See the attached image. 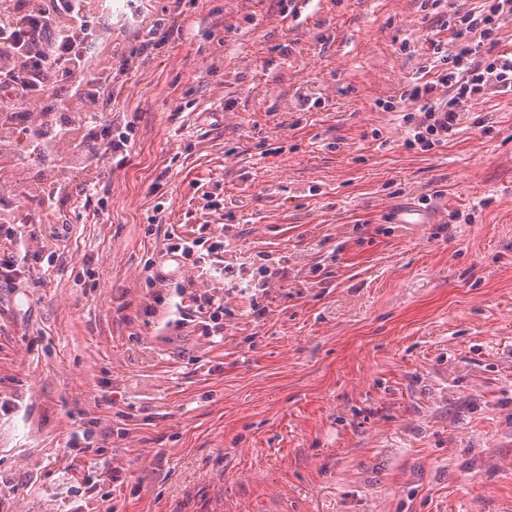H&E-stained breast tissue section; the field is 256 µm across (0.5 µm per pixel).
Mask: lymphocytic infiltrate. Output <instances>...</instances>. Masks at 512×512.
<instances>
[{
  "instance_id": "1",
  "label": "lymphocytic infiltrate",
  "mask_w": 512,
  "mask_h": 512,
  "mask_svg": "<svg viewBox=\"0 0 512 512\" xmlns=\"http://www.w3.org/2000/svg\"><path fill=\"white\" fill-rule=\"evenodd\" d=\"M422 6L447 9L448 28L460 42L451 54L442 41L432 40L436 75L407 91L420 108L403 116L406 145L427 152L456 135L463 104L488 93L512 92V53L491 50L501 24L512 18V0H482L479 8L468 10L447 0H422ZM98 18L96 0H0V95L11 96L0 107V157L11 162L21 155L39 161L65 158L85 172L68 181L42 177L38 196L46 203L62 195L75 206L89 204L106 177L104 157L126 152L131 142L129 132L113 131L110 108L112 79L128 74L133 60L124 54L97 55ZM440 88L449 89V96H437ZM166 239L148 267L150 284L172 283L166 269L170 261L190 258L198 266L223 261V241L207 246L172 232ZM193 301L194 308L177 307L171 327L182 329L205 313V336L221 337L223 298L206 292Z\"/></svg>"
}]
</instances>
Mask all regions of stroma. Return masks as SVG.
<instances>
[{"label": "stroma", "instance_id": "stroma-1", "mask_svg": "<svg viewBox=\"0 0 512 512\" xmlns=\"http://www.w3.org/2000/svg\"><path fill=\"white\" fill-rule=\"evenodd\" d=\"M294 2L112 0L98 48L175 33L116 79L100 200L40 206L26 157L0 183L43 280L0 285V512H512V93L410 149L446 13ZM168 230L280 272L225 289L220 343L166 321L223 271L151 301ZM173 29L165 27L164 23L153 24L139 32V54L148 56L150 49L159 43L167 42L173 36Z\"/></svg>", "mask_w": 512, "mask_h": 512}]
</instances>
